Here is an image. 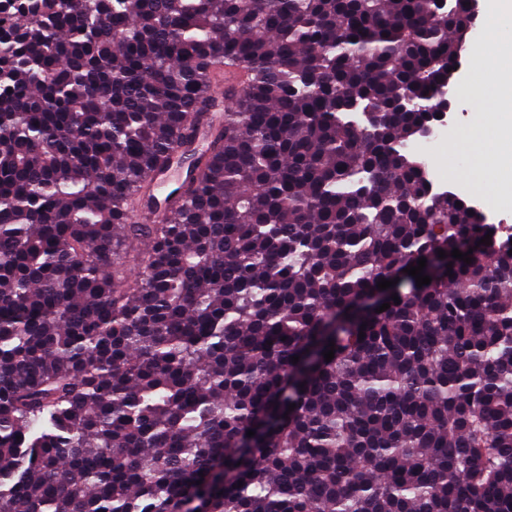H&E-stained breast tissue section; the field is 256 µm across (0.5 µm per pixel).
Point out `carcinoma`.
Listing matches in <instances>:
<instances>
[{
  "label": "carcinoma",
  "instance_id": "1",
  "mask_svg": "<svg viewBox=\"0 0 512 512\" xmlns=\"http://www.w3.org/2000/svg\"><path fill=\"white\" fill-rule=\"evenodd\" d=\"M465 2L0 14V512H512V244L401 106Z\"/></svg>",
  "mask_w": 512,
  "mask_h": 512
}]
</instances>
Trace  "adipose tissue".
Wrapping results in <instances>:
<instances>
[{"label": "adipose tissue", "mask_w": 512, "mask_h": 512, "mask_svg": "<svg viewBox=\"0 0 512 512\" xmlns=\"http://www.w3.org/2000/svg\"><path fill=\"white\" fill-rule=\"evenodd\" d=\"M483 9L484 36L473 49L481 76L458 92L491 110L462 136L470 157L465 175L478 191L512 199V0H484Z\"/></svg>", "instance_id": "1"}]
</instances>
